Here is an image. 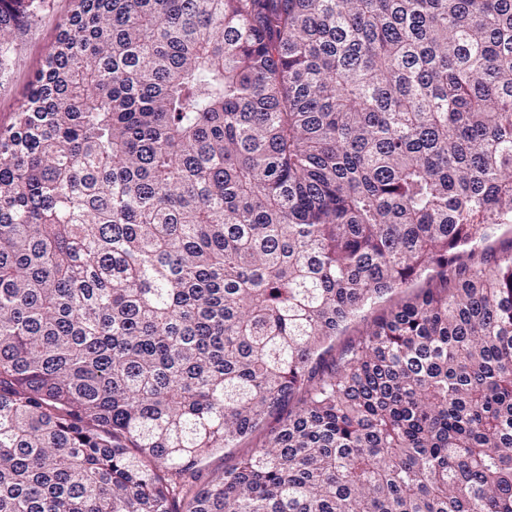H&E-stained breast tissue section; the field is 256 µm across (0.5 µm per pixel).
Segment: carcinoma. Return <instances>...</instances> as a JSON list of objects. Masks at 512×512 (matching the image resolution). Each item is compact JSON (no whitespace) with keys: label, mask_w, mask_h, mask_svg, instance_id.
Segmentation results:
<instances>
[{"label":"carcinoma","mask_w":512,"mask_h":512,"mask_svg":"<svg viewBox=\"0 0 512 512\" xmlns=\"http://www.w3.org/2000/svg\"><path fill=\"white\" fill-rule=\"evenodd\" d=\"M73 2L0 126V512H512V0ZM398 295H388L380 303L372 308L363 309L354 320H352L345 333L341 336L336 337V349L341 348L350 340L357 337V334L362 331L367 324L372 322L374 318L379 315L382 310L397 300ZM277 426L276 416H271L250 438L241 442L238 448H224L206 457L199 465L202 481L213 473L224 471V468L231 466L240 455L252 448L260 447L268 439L271 429Z\"/></svg>","instance_id":"cac0c4a2"}]
</instances>
